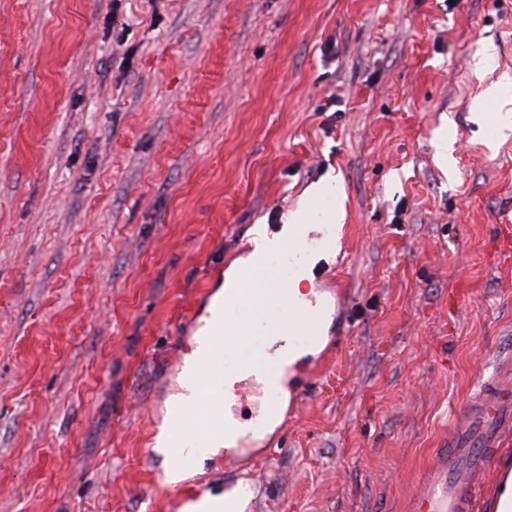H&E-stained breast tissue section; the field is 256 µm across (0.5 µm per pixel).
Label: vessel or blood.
<instances>
[{"mask_svg":"<svg viewBox=\"0 0 512 512\" xmlns=\"http://www.w3.org/2000/svg\"><path fill=\"white\" fill-rule=\"evenodd\" d=\"M314 248L302 225H295L280 242V254L301 259ZM264 300L251 308L248 316L253 330L272 333L281 326L294 328L296 336L319 343L321 318L329 303L311 299L304 303L293 297L287 280L271 276L264 283ZM200 353L181 359L188 379L201 389L202 396L177 411L179 422L167 436L169 454L180 468L191 470L196 448L190 434L202 433L204 441L234 430L236 418L226 411L228 402L244 401L264 377L268 390H275L276 377L283 370L281 362L271 360L262 370H255L249 358H241L235 369L239 380L229 383L224 369L227 350L251 342L250 332L238 331L224 307H217L213 320L201 333ZM512 432V359L499 361L492 374L483 380L478 392L463 412L454 414L448 443L437 462L424 474L413 512H475L478 503H487L490 512H512V495H504L503 485L512 482V467L502 466L496 483H488L486 470L501 446L503 437Z\"/></svg>","mask_w":512,"mask_h":512,"instance_id":"1","label":"vessel or blood"}]
</instances>
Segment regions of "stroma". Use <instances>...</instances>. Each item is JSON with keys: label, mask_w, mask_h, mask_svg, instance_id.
<instances>
[{"label": "stroma", "mask_w": 512, "mask_h": 512, "mask_svg": "<svg viewBox=\"0 0 512 512\" xmlns=\"http://www.w3.org/2000/svg\"><path fill=\"white\" fill-rule=\"evenodd\" d=\"M112 13L0 0V512H411L512 357V0H124L121 46ZM327 178L333 354L282 381L292 421L165 482L176 352Z\"/></svg>", "instance_id": "stroma-1"}]
</instances>
